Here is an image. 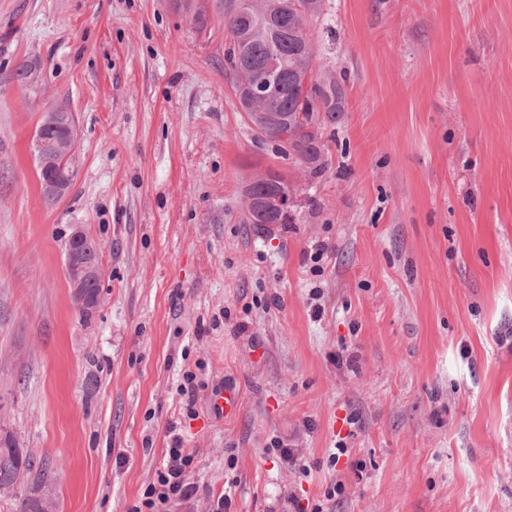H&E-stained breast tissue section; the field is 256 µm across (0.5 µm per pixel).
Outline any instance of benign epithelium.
Listing matches in <instances>:
<instances>
[{"label":"benign epithelium","instance_id":"7a95c632","mask_svg":"<svg viewBox=\"0 0 512 512\" xmlns=\"http://www.w3.org/2000/svg\"><path fill=\"white\" fill-rule=\"evenodd\" d=\"M239 95L245 100L247 111L253 113L254 122L263 124L269 119L268 114L257 108L263 97L260 85L246 82L241 86ZM65 127L66 132L63 135L52 139L46 138L38 130L30 143V150L36 157L41 173V184L50 197H64L69 192L77 171L80 130L74 113H69ZM87 239L86 231L80 226L76 227L66 245V271L75 293L82 296V304L97 307L102 302L101 295H83L85 285L102 276L99 257H88L82 252Z\"/></svg>","mask_w":512,"mask_h":512}]
</instances>
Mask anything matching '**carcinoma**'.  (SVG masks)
I'll use <instances>...</instances> for the list:
<instances>
[{
  "label": "carcinoma",
  "instance_id": "obj_1",
  "mask_svg": "<svg viewBox=\"0 0 512 512\" xmlns=\"http://www.w3.org/2000/svg\"><path fill=\"white\" fill-rule=\"evenodd\" d=\"M323 0H219L224 11V63L233 91L240 80L266 76L272 88L262 104L265 112L288 121L291 141L280 142L279 122L256 130L257 138L272 145L281 157L305 164L318 177L325 171L326 127L345 111L347 93L336 73L326 65L314 66L319 55L311 21L322 12ZM256 192L272 195L290 189L279 173L255 185ZM288 213L246 205V224H288ZM28 483L20 494L18 512H49L42 491L47 472L35 468L33 458L17 448L7 435L0 439V487L13 488L21 478Z\"/></svg>",
  "mask_w": 512,
  "mask_h": 512
}]
</instances>
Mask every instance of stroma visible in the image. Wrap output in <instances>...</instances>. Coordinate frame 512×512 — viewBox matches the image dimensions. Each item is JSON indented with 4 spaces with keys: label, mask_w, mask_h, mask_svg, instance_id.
<instances>
[{
    "label": "stroma",
    "mask_w": 512,
    "mask_h": 512,
    "mask_svg": "<svg viewBox=\"0 0 512 512\" xmlns=\"http://www.w3.org/2000/svg\"><path fill=\"white\" fill-rule=\"evenodd\" d=\"M208 16L0 0V436L51 463L56 512H131L174 434L199 491L173 512H512V0H323L347 105L312 180L245 121ZM51 104L81 134L52 204L30 153ZM267 170L298 184L272 235L242 221ZM88 235L86 231L78 226L71 234L66 245V271L68 279L74 288L75 293L82 296L83 310H89V307H97L101 304L103 298L101 296L100 284L90 283L96 281L102 276V265L98 255L94 257L86 256L82 251L84 245L97 254V246L90 238L87 242ZM87 242V243H86ZM87 285V293L99 292L93 297H87L83 294V288ZM88 306V307H85Z\"/></svg>",
    "instance_id": "1"
}]
</instances>
